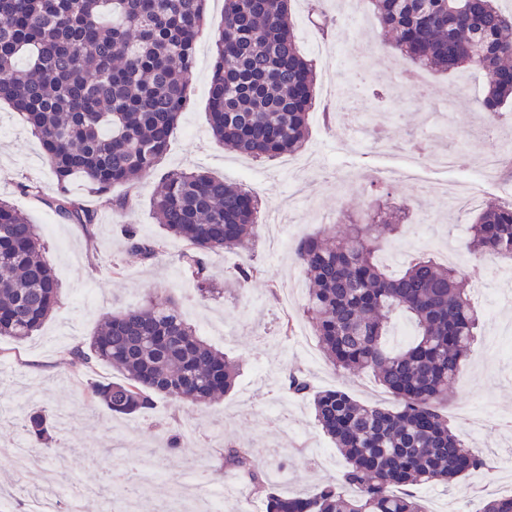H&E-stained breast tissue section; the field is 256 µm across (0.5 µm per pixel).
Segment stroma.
I'll use <instances>...</instances> for the list:
<instances>
[{"label": "stroma", "instance_id": "35a3bbf8", "mask_svg": "<svg viewBox=\"0 0 512 512\" xmlns=\"http://www.w3.org/2000/svg\"><path fill=\"white\" fill-rule=\"evenodd\" d=\"M222 19L220 5L208 7L190 75L191 97L158 166V176L177 170L206 171L227 182L248 185L266 209L292 196L297 181L307 180V197L298 201L292 216L295 242L332 230L343 214L366 211L375 190L369 186L346 189L337 181L336 169H357L368 160L360 149L345 147L341 128L324 124L320 113L312 114L309 137L301 150L273 161L242 156L212 136L208 83ZM333 32L346 62L337 71L338 82L347 83L351 62L359 64L367 78L362 87L350 86L345 119L350 122L357 114H369L368 137L384 134L395 145L384 157L385 165H406V149L416 142L472 159L494 148L487 114L477 105L487 86L485 74L426 70L418 75L420 93L410 94L398 85L413 67L391 52L390 36L372 13H365L359 25L337 20ZM30 183L40 186V196L22 192V185ZM153 187L147 181L132 188L138 204L133 213L125 214L100 207L97 196L73 181V195L97 211L95 236L87 238L80 227L62 221L50 208L56 180L42 146L23 117L0 103V199L38 225L46 242L44 258L62 288L60 303L33 336L21 342L0 337V447L27 438L18 410L68 412L71 427L56 430L54 443L67 458L62 483L93 486L97 494L77 504L62 500L61 512H115L113 490L126 482L129 473L111 469L105 451L118 445L129 462L138 461L143 449L160 451L155 464L163 478L150 484L139 512H208L178 503L171 479L184 474L204 485L242 489V497L223 502L222 512H264L248 479L225 468L224 449L229 443L247 450L260 468L285 464V479L275 482L285 493L309 492L339 476L345 461L317 426L311 399L288 392V373L307 376L315 390L339 388L363 403L393 408L396 399L371 372L335 370L318 346L307 348L301 343L299 333L313 330L302 315L305 277L293 250L275 251L273 230H259L256 236L259 274L226 296L201 299L181 260L186 243L165 236L153 217L149 207ZM390 192L391 206L408 201L414 205L416 216L407 221L406 232L421 238L449 237L477 311H484L494 297L512 295V277L499 276L491 260L469 254L465 225L444 208L439 195L415 200L404 185L391 186ZM129 221L139 224L143 233L163 239V252L156 262H142L129 251L119 231ZM164 288L174 289L186 320L204 330L209 343L239 361L243 371L234 390L217 403L197 407L160 397L144 412L112 415L89 398L87 386L93 381L118 380V372L102 363L89 372L74 369L68 351L89 343L112 312L140 307ZM494 332L493 323L482 319V340L472 348L448 394L449 410L474 404L498 419L496 427L476 437L469 435L462 418L454 420L459 435L483 465L447 487H413L424 512H476L482 501L512 495V338L504 340L490 359L485 340ZM54 470L51 457L43 469L27 472L0 461V492L13 496L6 505L8 512H29L31 501L42 496L47 475Z\"/></svg>", "mask_w": 512, "mask_h": 512}]
</instances>
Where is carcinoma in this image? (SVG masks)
Wrapping results in <instances>:
<instances>
[{"mask_svg":"<svg viewBox=\"0 0 512 512\" xmlns=\"http://www.w3.org/2000/svg\"><path fill=\"white\" fill-rule=\"evenodd\" d=\"M207 0H0V101L20 112L39 136L56 176L50 205L95 242L97 213L73 197L81 179L105 205L129 206L117 186L150 179L167 152L191 88L195 44ZM391 49L415 66L476 69L491 77L480 107L500 114L512 97V12L498 0H370ZM290 0H224V26L212 64L208 119L214 138L253 158L297 152L308 135L315 98L313 60L289 21ZM150 205L166 234L188 242L199 296L220 293L203 275L205 257L251 251L257 200L244 188L204 171L157 182ZM376 203L342 220L339 234L302 240L295 258L308 280L303 313L324 358L336 369L372 371L398 400L391 410L342 390L313 395L315 421L346 461L339 480L309 493L278 491L247 452L228 447L224 466L248 477L265 512H423L414 485L451 484L483 465L464 446L441 405L460 374L479 315L451 265L428 256L390 276L377 254L401 225ZM144 262L162 242L122 225ZM470 251L512 260V206L482 207L469 225ZM37 227L0 201V337L23 341L60 302L59 281L43 258ZM405 317L415 335L386 343ZM103 362L119 382H94L88 396L114 415L151 408L159 395L207 405L233 389L239 364L208 344L176 303L149 299L112 314L70 364ZM36 448L54 453L55 424L28 413ZM353 490L352 495L345 489ZM479 512H512V497H494Z\"/></svg>","mask_w":512,"mask_h":512,"instance_id":"obj_1","label":"carcinoma"}]
</instances>
